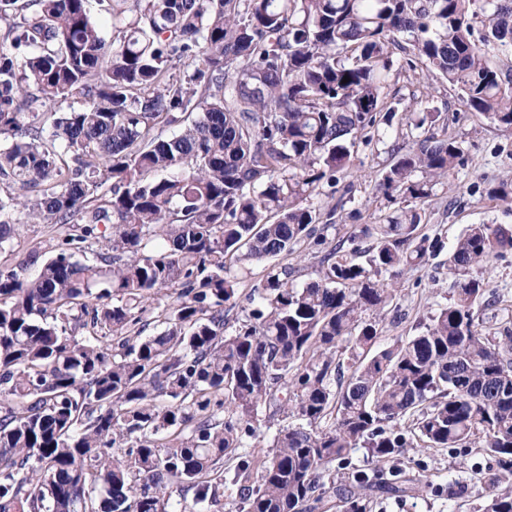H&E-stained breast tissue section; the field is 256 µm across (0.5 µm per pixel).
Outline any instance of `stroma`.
Here are the masks:
<instances>
[{
	"mask_svg": "<svg viewBox=\"0 0 512 512\" xmlns=\"http://www.w3.org/2000/svg\"><path fill=\"white\" fill-rule=\"evenodd\" d=\"M392 59L386 100L396 110L393 124L380 126L371 142L357 141L353 165L345 178L353 186L352 197L337 212L334 227L326 233V245L345 239L351 225L381 224L396 210V203L376 192L374 185L391 163L390 145L397 130L404 127L405 113L420 106L446 118L445 133L457 140L465 156L464 166L437 182L424 205L431 232L452 240L471 224L512 228V201L493 200L486 193L491 185L512 175V128L491 123L483 114L469 110L456 87L426 77L420 65H408L407 55L400 49H393ZM79 231L76 224L15 225L11 247L0 252V268L35 276L38 267L31 263V256L47 254L50 243ZM471 274L487 282L489 302L480 307L478 316L487 334L498 335L505 323H512V252L491 258L487 267L472 269ZM457 279L448 269L444 252L425 266L390 274L398 297L385 317L382 344L423 331L451 296ZM475 460L482 462L484 478L472 473ZM414 462L427 469L430 485L426 491L399 501L375 493L372 512H477L489 492H512V463L502 464L478 450L464 457L445 448H410L399 460L403 466Z\"/></svg>",
	"mask_w": 512,
	"mask_h": 512,
	"instance_id": "35a3bbf8",
	"label": "stroma"
}]
</instances>
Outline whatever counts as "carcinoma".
I'll return each instance as SVG.
<instances>
[{
	"mask_svg": "<svg viewBox=\"0 0 512 512\" xmlns=\"http://www.w3.org/2000/svg\"><path fill=\"white\" fill-rule=\"evenodd\" d=\"M88 2L0 0L15 35L0 43V250L13 224L82 225L35 277L0 271V512H171L174 492L207 512L225 460L235 482L256 474L241 512H315L334 462L349 483L338 507L371 512V477L349 462L359 446L377 462L476 441L512 457V333L481 329L484 279L457 280L424 331L379 345L376 315L398 294L383 274L445 249L421 205L464 164L456 140L394 141L376 189L408 205L355 226L310 282L277 262L333 225L347 200H310L391 122L392 36L512 126V80L490 59L512 47V0H110V41ZM75 95L45 130L46 109ZM440 121L424 110L409 125ZM95 246L103 266L76 258ZM507 250L512 228L471 224L448 269ZM253 264L266 266L256 308L231 319L237 269ZM162 297L164 330L141 335ZM264 407L298 424L268 438ZM261 442L253 471L240 450ZM427 485L397 466L379 482ZM481 512H512V495Z\"/></svg>",
	"mask_w": 512,
	"mask_h": 512,
	"instance_id": "1",
	"label": "carcinoma"
}]
</instances>
